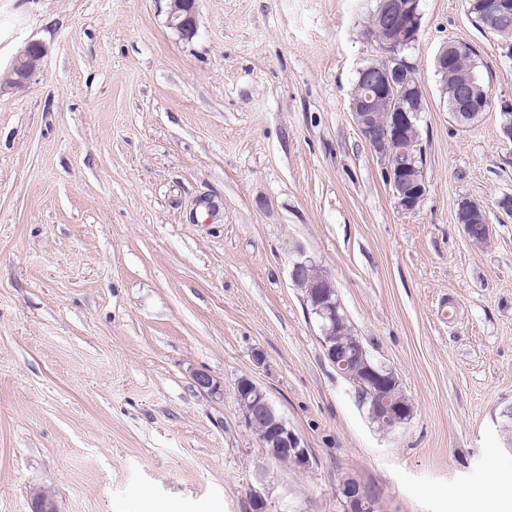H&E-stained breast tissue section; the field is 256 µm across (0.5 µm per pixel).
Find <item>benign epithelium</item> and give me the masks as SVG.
I'll use <instances>...</instances> for the list:
<instances>
[{
    "instance_id": "7a95c632",
    "label": "benign epithelium",
    "mask_w": 512,
    "mask_h": 512,
    "mask_svg": "<svg viewBox=\"0 0 512 512\" xmlns=\"http://www.w3.org/2000/svg\"><path fill=\"white\" fill-rule=\"evenodd\" d=\"M418 0H378L377 9L389 27L399 25L409 9ZM198 0H168V24L180 36L189 40L198 31ZM48 52L45 43H28L16 55L8 70L9 87L24 89L35 80L41 62ZM394 57L385 59L382 66L370 63L361 69L365 75L381 68L384 78L379 84L370 85L371 92L351 99V114L361 135L379 159L383 176L392 189L397 207L405 212L417 211L427 191L426 179L419 177L417 158L413 153V142L406 128L414 127L415 120L422 111L421 88L414 74L406 69L391 65ZM390 97L393 109V122L389 128H381L374 121V113L369 111L377 95ZM486 217L483 206L476 202L465 204L459 210L458 224L464 235L473 244H480L473 233L474 221ZM319 263L310 256L301 255L292 263L291 279L303 293V302L309 317L313 318L319 331V341L328 362L342 375H348L350 356L337 339L336 328L340 314L336 306L338 295L336 284L330 274L317 273ZM371 388L358 395L360 404H369L368 413L376 419H385L394 427L402 426L407 419L406 404L397 398L391 389L395 372L390 368L377 370L367 366ZM197 387L214 397L224 394V386L204 370L193 373ZM235 400L241 423L248 429L264 425L268 434L263 448L269 457L287 450L298 456L304 465L311 464L309 451L301 438L288 425L287 421L274 409L266 391L248 377L237 381ZM343 494L348 502V512H370L374 509L371 496L358 482L351 481L343 486Z\"/></svg>"
}]
</instances>
